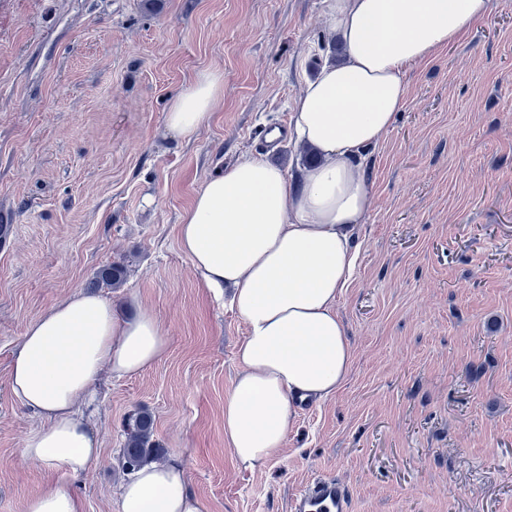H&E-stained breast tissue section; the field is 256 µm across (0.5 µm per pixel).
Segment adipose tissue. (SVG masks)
Here are the masks:
<instances>
[{"label":"adipose tissue","instance_id":"adipose-tissue-1","mask_svg":"<svg viewBox=\"0 0 512 512\" xmlns=\"http://www.w3.org/2000/svg\"><path fill=\"white\" fill-rule=\"evenodd\" d=\"M342 60L324 66L294 103V126L320 162L291 188L261 156L209 178L178 226L201 283L230 289L247 326L239 371L224 397V441L237 463L263 469L283 448L301 402L336 395L353 349L336 311L357 263L351 234L370 207L363 152L382 143L405 108L406 69L463 38L491 0H327ZM222 76L201 75L171 101L168 126L193 135L212 117ZM167 353L158 317H128L110 301L74 293L29 324L9 367L12 396L41 420L25 458L77 474L100 441L81 405L102 371L139 374ZM118 512H207L180 460L149 463L122 485ZM25 512H83L67 482L30 497Z\"/></svg>","mask_w":512,"mask_h":512}]
</instances>
